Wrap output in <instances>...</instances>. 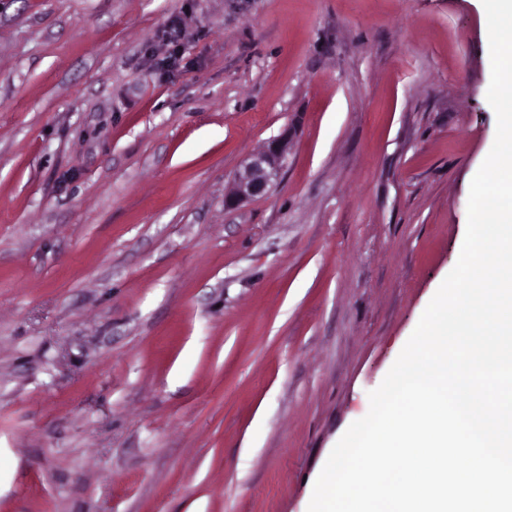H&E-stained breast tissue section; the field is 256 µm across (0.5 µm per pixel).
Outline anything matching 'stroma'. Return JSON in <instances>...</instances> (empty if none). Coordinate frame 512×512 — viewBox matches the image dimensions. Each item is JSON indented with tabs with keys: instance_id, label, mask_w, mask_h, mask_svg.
Instances as JSON below:
<instances>
[{
	"instance_id": "1",
	"label": "stroma",
	"mask_w": 512,
	"mask_h": 512,
	"mask_svg": "<svg viewBox=\"0 0 512 512\" xmlns=\"http://www.w3.org/2000/svg\"><path fill=\"white\" fill-rule=\"evenodd\" d=\"M488 53L481 0H0V512H308L459 258ZM291 143V133L286 128L269 139L261 152L245 160L235 175V192L224 198V207L233 208L244 199L267 195L287 164Z\"/></svg>"
}]
</instances>
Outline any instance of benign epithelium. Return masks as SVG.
<instances>
[{
	"mask_svg": "<svg viewBox=\"0 0 512 512\" xmlns=\"http://www.w3.org/2000/svg\"><path fill=\"white\" fill-rule=\"evenodd\" d=\"M292 143L289 130L269 139L264 149L244 161L235 175V192L224 198V207L233 208L244 199L265 196L285 167Z\"/></svg>",
	"mask_w": 512,
	"mask_h": 512,
	"instance_id": "1",
	"label": "benign epithelium"
}]
</instances>
